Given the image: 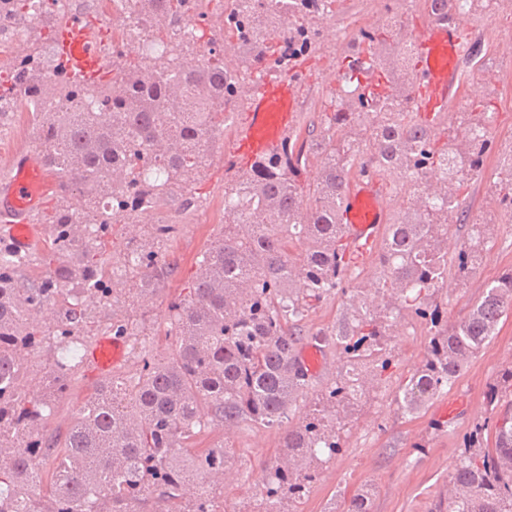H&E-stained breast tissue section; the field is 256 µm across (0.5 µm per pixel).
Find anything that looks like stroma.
Here are the masks:
<instances>
[{
	"label": "stroma",
	"instance_id": "1",
	"mask_svg": "<svg viewBox=\"0 0 512 512\" xmlns=\"http://www.w3.org/2000/svg\"><path fill=\"white\" fill-rule=\"evenodd\" d=\"M384 4L385 0H340L335 16L322 29L318 51L303 63L301 121L318 117L329 93L327 76L339 65L341 50L347 49L358 29L369 26L382 13ZM497 16L486 55L463 69V88L452 103L454 111H464L469 94L479 86L496 98L499 112L491 138L498 154L488 162L492 169L497 167L500 153L512 150V56L501 51L503 44L512 43V13L501 9ZM37 149L38 140L28 113L11 114L8 124L0 130V185L9 179L8 160L13 153ZM224 185V149L219 146L200 186L202 202L197 209L181 212L179 199L174 196L167 207L143 217L147 224H177L178 232L167 252L168 260L177 265L174 275L161 281L156 290L133 297L128 296L126 284L114 285L119 307L136 319L154 358L169 354L170 343L163 335L168 325L169 299L193 281L197 256L224 230ZM510 269L512 224H503L466 278H459L456 266H449L448 285L437 293L446 318L454 322L466 316L486 286ZM400 324L399 335L390 342L391 379L381 392L356 408L342 433L341 452L326 464L307 496L294 504V512H324L337 490H344L350 497L367 486L373 490L372 512H429L456 462L464 455L469 434L476 425L492 422L486 390L504 361L512 358V314L501 319L495 336L472 358L455 384L414 415L397 412L395 391L398 379L424 359L430 332L424 321L410 314L402 317ZM324 356V368L313 376L280 426L263 428L244 423L230 432L212 434V441L224 442L234 456L223 477L226 512H250L255 491L280 451L282 437L302 421L334 381L345 354L341 349L329 348ZM97 384L89 365H81L72 377L69 394L55 403L50 431L66 433L74 410Z\"/></svg>",
	"mask_w": 512,
	"mask_h": 512
}]
</instances>
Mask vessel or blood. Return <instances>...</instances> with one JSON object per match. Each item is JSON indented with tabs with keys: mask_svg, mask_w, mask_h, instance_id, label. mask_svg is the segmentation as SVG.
Wrapping results in <instances>:
<instances>
[{
	"mask_svg": "<svg viewBox=\"0 0 512 512\" xmlns=\"http://www.w3.org/2000/svg\"><path fill=\"white\" fill-rule=\"evenodd\" d=\"M111 20L93 22L81 18L61 26L55 50L75 80L100 77L112 50ZM467 52L462 21H434L414 40V105L428 114L446 113L461 87V63ZM301 84L295 73L262 78L248 96L241 122L224 145V175L235 178L256 158L273 154L295 132L299 123ZM11 177L0 187V213L11 219L9 236L21 250L40 241L43 230L31 224L43 196L42 162L39 155L18 152L9 160ZM389 204L378 178L361 177L350 182L338 221L353 247L365 249L379 240V228L388 221ZM120 339L100 337L89 349L87 362L97 376H108L121 362Z\"/></svg>",
	"mask_w": 512,
	"mask_h": 512,
	"instance_id": "obj_1",
	"label": "vessel or blood"
}]
</instances>
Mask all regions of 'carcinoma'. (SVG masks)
<instances>
[{"mask_svg":"<svg viewBox=\"0 0 512 512\" xmlns=\"http://www.w3.org/2000/svg\"><path fill=\"white\" fill-rule=\"evenodd\" d=\"M210 2L129 0L154 45L130 59L118 47L131 38L114 28L112 76L80 82L43 58L61 24L78 14L59 0H0V18L25 45L0 76V116L20 111V93L28 95L43 167L57 178L54 212L38 220L41 245L20 251L0 237V512H145L149 502L157 512H224L217 489L230 454L222 442L199 447L202 438L288 418L311 381L297 356L302 322L339 292L336 323L311 340L341 347L345 364L285 435L258 496L257 512H288L341 450L342 422L389 378L386 350L401 312L434 328L423 364L395 395L397 410L413 415L455 383L512 309L510 270L465 317L441 322L433 297L448 282L451 227L469 225L455 255L463 277L482 258L495 215L512 221V153L501 160L508 179L492 190L494 210L474 217L468 189L486 170L492 144L485 132L496 102L478 93L468 111L451 109L444 120L416 111L405 0H390L352 39L356 51L337 67L319 122L298 128L280 151L224 187V234L196 260L187 294L168 304V357L155 359L140 345L135 373L100 384L65 437L49 432L54 402L81 364L57 352L91 331L88 306H113L112 283L129 271L135 294L173 271L162 248L177 225L147 228L140 218L176 190L185 192L183 210L196 206L194 189L216 138L252 89V71L282 72L315 53L320 24L339 0H286L271 10L257 0H228L214 10ZM504 3L424 0V7L430 19L450 21ZM183 23L192 34L171 37ZM44 99L60 107L42 120ZM313 162L318 175L307 183ZM365 174L408 187L403 207L388 218L370 288L354 282L353 250L337 222L349 181ZM118 217L129 248L109 260ZM38 254L43 269L19 278ZM108 331L136 336L130 317L115 311ZM38 355L44 388L35 395L23 375ZM511 395L510 361L488 393L495 447L466 452L430 512H512ZM371 500L362 490L346 512H372Z\"/></svg>","mask_w":512,"mask_h":512,"instance_id":"cac0c4a2","label":"carcinoma"}]
</instances>
